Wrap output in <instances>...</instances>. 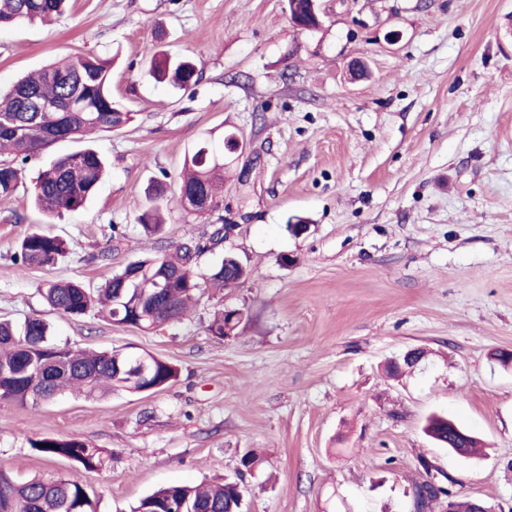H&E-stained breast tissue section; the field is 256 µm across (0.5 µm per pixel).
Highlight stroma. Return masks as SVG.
Returning <instances> with one entry per match:
<instances>
[{
  "label": "stroma",
  "mask_w": 512,
  "mask_h": 512,
  "mask_svg": "<svg viewBox=\"0 0 512 512\" xmlns=\"http://www.w3.org/2000/svg\"><path fill=\"white\" fill-rule=\"evenodd\" d=\"M320 28L296 29L287 0H71L48 26L0 29V85L62 57L115 56L112 95L132 121L58 142L0 199V319L40 317L57 342L148 353L180 370L158 391L63 393L36 406L0 399V469L23 480L73 474L33 438L102 449L84 473L96 512H131L155 490L243 477L242 512H413L430 473L449 497L512 512V0H319ZM194 59L198 82H155L159 52ZM235 134L218 208L177 202L186 151ZM90 147L109 174L83 208L44 223L31 203L42 168ZM166 192L167 224L147 236L144 190ZM252 272L201 291L184 320L143 332L43 301L47 280L90 289L211 225ZM305 225L296 234L292 225ZM39 230L67 254L51 268L15 261ZM225 305L244 319L220 338ZM420 348L399 377L385 364ZM448 415L486 443L482 458L435 444ZM242 317L241 309L227 306L214 313L207 329L214 336L221 338L230 336L239 326Z\"/></svg>",
  "instance_id": "35a3bbf8"
}]
</instances>
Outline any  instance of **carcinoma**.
Segmentation results:
<instances>
[{"label": "carcinoma", "instance_id": "carcinoma-1", "mask_svg": "<svg viewBox=\"0 0 512 512\" xmlns=\"http://www.w3.org/2000/svg\"><path fill=\"white\" fill-rule=\"evenodd\" d=\"M69 0H0V27L37 20H51L64 13ZM149 74L158 82L188 87L199 80L194 60L188 56L156 55ZM72 103L75 112H32L39 101ZM133 120L112 96V58L89 54L49 65L18 79L0 90V151L14 156L0 163V198L14 195L21 169L48 144L80 139L96 130H118ZM210 155L203 158L196 149L185 156L180 190L199 192L217 208V192L224 182V142L209 140ZM105 160L94 149L85 148L59 156L39 173L33 191L36 207L46 223L85 206L103 181ZM164 194L159 182L149 185L145 195L151 206L139 218L144 230L159 234L165 218L159 201ZM236 225L221 224L208 241L190 238L179 244L171 255L148 256L115 272L90 292L72 280H50L39 291L56 312L79 318L95 309L118 325L142 330L182 320L197 293L205 288H234L246 280L249 271L231 252L220 263L199 269L200 258L212 245L226 239ZM66 252V243L58 236L32 232L18 245V258L28 267H53ZM243 317L241 309L227 306L214 313L208 331L221 338L231 335ZM152 372L143 376L132 368L130 354L119 351H89L59 344L49 324L32 317L21 325L0 321V374L16 373L20 380L0 399L22 406H36L67 390H78L89 397L98 392L125 390L146 392L174 383L179 369L163 359L152 357ZM459 426L443 417L429 419L426 432L443 447L465 448L472 456L476 438L456 435ZM31 447L48 459L64 457L79 469L92 472L102 467L97 448L77 439H32ZM439 492L428 480L415 483L413 509L430 512ZM240 487L233 482L171 485L141 498L132 512H239ZM0 512H95L89 493L76 475L39 478L18 482L0 472Z\"/></svg>", "mask_w": 512, "mask_h": 512}]
</instances>
